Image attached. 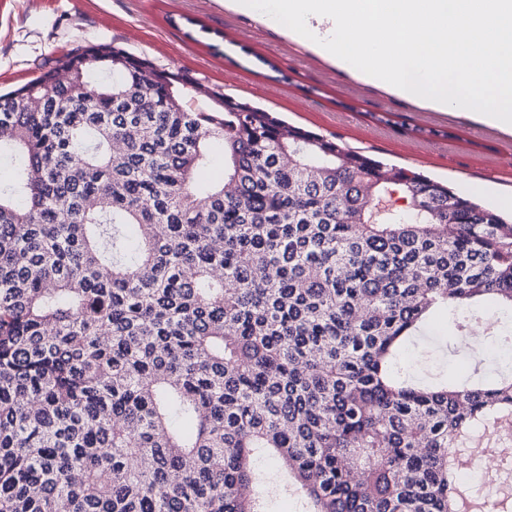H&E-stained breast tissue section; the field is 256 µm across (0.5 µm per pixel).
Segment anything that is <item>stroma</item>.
I'll return each instance as SVG.
<instances>
[{
  "label": "stroma",
  "mask_w": 512,
  "mask_h": 512,
  "mask_svg": "<svg viewBox=\"0 0 512 512\" xmlns=\"http://www.w3.org/2000/svg\"><path fill=\"white\" fill-rule=\"evenodd\" d=\"M112 44L181 75L190 107L218 92L490 206L512 195V135L434 112L352 79L224 0H0V90L77 49ZM270 512H299L287 477L255 459Z\"/></svg>",
  "instance_id": "stroma-1"
}]
</instances>
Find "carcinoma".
Here are the masks:
<instances>
[{"instance_id": "1", "label": "carcinoma", "mask_w": 512, "mask_h": 512, "mask_svg": "<svg viewBox=\"0 0 512 512\" xmlns=\"http://www.w3.org/2000/svg\"><path fill=\"white\" fill-rule=\"evenodd\" d=\"M180 81L100 45L0 93V512H268L258 454L302 512H512V463L477 500L448 457L512 375L398 367L512 313V224Z\"/></svg>"}]
</instances>
